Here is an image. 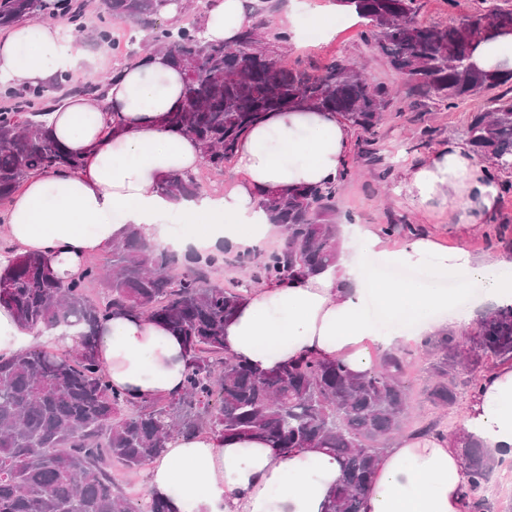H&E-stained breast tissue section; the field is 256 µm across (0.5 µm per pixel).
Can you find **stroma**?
I'll return each mask as SVG.
<instances>
[{
	"label": "stroma",
	"mask_w": 512,
	"mask_h": 512,
	"mask_svg": "<svg viewBox=\"0 0 512 512\" xmlns=\"http://www.w3.org/2000/svg\"><path fill=\"white\" fill-rule=\"evenodd\" d=\"M81 47L88 59L75 74L83 80L111 77L126 61V52L112 49L107 42L86 39ZM333 56L348 60L371 82L395 93L374 146L375 159L359 156L353 148L348 151L346 161L356 173L336 195L337 222L350 215L356 223L372 225L379 232L389 224L408 223L414 235L435 236L446 247L463 246L482 259L512 261V193H500L493 211L475 214L467 223L460 222L457 213L450 210L427 211L402 204L395 194L405 165L425 159L448 142L464 141L468 117L483 106V99H470L447 111L431 100L410 95L385 59L366 45L355 29L329 42L288 46L285 61L291 67L314 68ZM457 392L454 405L440 410L424 407L411 419V427L433 421L441 430L461 431L471 389L462 382Z\"/></svg>",
	"instance_id": "35a3bbf8"
}]
</instances>
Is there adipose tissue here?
I'll list each match as a JSON object with an SVG mask.
<instances>
[{"label":"adipose tissue","mask_w":512,"mask_h":512,"mask_svg":"<svg viewBox=\"0 0 512 512\" xmlns=\"http://www.w3.org/2000/svg\"><path fill=\"white\" fill-rule=\"evenodd\" d=\"M244 0H202L201 24L212 42L235 45L248 25ZM82 60L59 26L24 21L0 35V77L44 86ZM184 75L166 55L124 67L102 105L72 95L50 114L57 140L80 155L76 175H33L14 198L4 230L24 254L38 255L58 278H79L86 258L110 247L128 226L178 254L227 243L246 250L276 232L259 207L263 190H291L336 179L350 133L334 113L303 106L269 114L241 138L242 177L224 195L172 200L157 190L167 173L194 172L197 142L165 129L163 116L182 98ZM401 189L415 207L492 211L499 186L469 147L448 144L406 166ZM175 224L189 232L174 236ZM335 265L293 282L264 284L224 325V349L260 371L306 357L371 370L368 347L392 346L403 324L419 339L461 326V299L493 307L512 300V261H483L420 235L401 247L365 224H347ZM96 358L113 388L137 398L181 391L188 358L160 323L118 309L97 331ZM465 434L512 459V365L480 381L466 404ZM340 476L321 449L282 453L258 440L176 436L151 460L149 497L171 512H323ZM467 477L447 437L404 436L383 453L361 512H462Z\"/></svg>","instance_id":"ef3b65f1"}]
</instances>
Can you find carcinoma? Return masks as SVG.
Masks as SVG:
<instances>
[{
	"label": "carcinoma",
	"mask_w": 512,
	"mask_h": 512,
	"mask_svg": "<svg viewBox=\"0 0 512 512\" xmlns=\"http://www.w3.org/2000/svg\"><path fill=\"white\" fill-rule=\"evenodd\" d=\"M182 0H101L94 39L107 42L112 22L150 34L153 47L185 73L183 105L164 126L191 136L202 165L218 174L234 156L241 136L271 112L307 104L340 115L353 129L375 136L391 104V90L375 85L343 59L310 73L283 63L289 31L250 23L231 47L206 39L201 26L163 22L183 12ZM355 9L367 44L383 55L411 91L451 109L483 97L465 136L490 172L512 169V67L485 69L474 61L473 39L491 25L512 30V7L481 0L482 7L445 22L418 19L420 0H336ZM60 18L84 33L83 0H0V29L30 20ZM55 83L96 101L99 83ZM52 87H29L17 103L0 108V203L33 173L75 174L81 159L66 152L47 126ZM159 190L172 198L200 195L193 174H170ZM337 185L323 183L285 192L263 191L259 206L279 226L283 245L257 262L240 264L250 281H290L318 274L336 262L339 224ZM112 257L86 264L81 278L63 282L31 254L12 257L0 271V304L22 325L79 330L81 348L61 355L35 344L0 358V512H169L161 499L135 503L112 478V464L143 468L175 435L209 431L224 439H259L288 452L326 448L341 475L324 512H360L362 496L388 441L404 428L411 399L402 376L409 353L385 354L380 367L353 374L339 362L314 357L262 372L224 351V323L244 294L239 286L212 282L215 255L183 257L131 228L112 243ZM105 289L94 299L90 286ZM117 308L164 323L183 340L189 357L180 393L140 401L112 388L94 355L96 328ZM434 358L429 401L444 408L457 399L455 382L471 387L479 363L512 364V304L487 311L471 327L421 341ZM468 476L465 512H499L485 494L499 459L477 441L454 434Z\"/></svg>",
	"instance_id": "1"
}]
</instances>
